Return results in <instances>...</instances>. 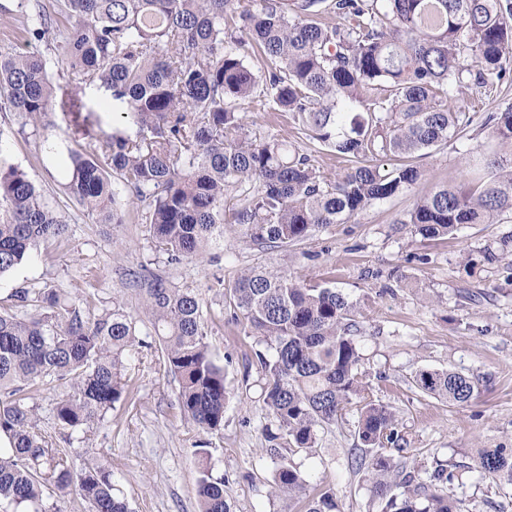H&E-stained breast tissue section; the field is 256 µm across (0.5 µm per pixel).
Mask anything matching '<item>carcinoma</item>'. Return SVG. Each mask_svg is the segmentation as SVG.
<instances>
[{
	"instance_id": "1",
	"label": "carcinoma",
	"mask_w": 512,
	"mask_h": 512,
	"mask_svg": "<svg viewBox=\"0 0 512 512\" xmlns=\"http://www.w3.org/2000/svg\"><path fill=\"white\" fill-rule=\"evenodd\" d=\"M65 0L64 20L17 0L35 17L26 31L56 29L54 59L0 52V112L37 123L54 107L71 116L74 138L88 149L69 151L66 194L98 224H122L114 184L143 207L151 247L169 264L200 261L224 245V233L263 250L299 245L314 233L345 224L423 176L416 156L472 125L492 129L512 148V103L486 114L474 105L448 109V100L477 89L490 94L512 79V0ZM265 59L255 74L244 48ZM68 81L53 82V69ZM109 92L125 129L94 134L82 112L79 85ZM286 112L310 139L351 162L331 178L299 146L250 133L242 104ZM0 139V277L64 223L34 180L8 162ZM394 161L391 171L380 162ZM232 199L231 209L225 202ZM512 213V151L484 153L460 187L441 186L416 202L399 224L425 239L452 236L466 224H497ZM489 265L512 267V233L482 250ZM135 292L153 336L138 337L136 321L119 301L83 317L54 289L15 292V310L0 311V503L22 512H52L43 485L76 488L90 512H130L113 493L112 468L96 459L75 469L70 455L36 428L28 400L43 385H64L53 409L58 424L78 430L104 417L130 394L127 358L158 344L178 383L179 408L205 431L224 426V368L206 342L200 294L173 286L155 272L135 276ZM230 299L266 373L263 403L289 448L315 447L318 429L358 412L362 447L351 449L382 512H461L442 484L459 478V464L438 466L429 481L410 487L384 444L399 446L389 408L365 401L361 333L354 306L331 287L307 286L294 275L256 268L238 276ZM424 394L456 405L480 393L459 372L423 368L413 376ZM199 512H232L224 478L212 474L208 451L196 449ZM472 469L512 486V448H479ZM404 491L392 494L396 480ZM280 491L300 494L306 480L293 465L276 470ZM306 512H338L327 489L306 497Z\"/></svg>"
}]
</instances>
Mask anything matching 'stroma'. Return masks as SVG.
Wrapping results in <instances>:
<instances>
[{"label":"stroma","mask_w":512,"mask_h":512,"mask_svg":"<svg viewBox=\"0 0 512 512\" xmlns=\"http://www.w3.org/2000/svg\"><path fill=\"white\" fill-rule=\"evenodd\" d=\"M12 5L0 0V50L54 57V35L27 34L26 20ZM244 109L256 135L297 141L326 175L345 168L344 160L298 134L287 113L262 111L255 102ZM0 139L66 224L61 237L34 249L25 263L0 278V302L20 288H56L82 303L83 315L101 314L117 300L142 323L146 317L127 272L143 266L202 297L207 341L225 372L221 430L204 432L184 417L177 383L153 348L131 358L124 372L131 393L100 424L76 431L58 426L53 409L62 387H42L32 399L37 428L53 446L78 465L89 457L111 464L114 492L131 512H197L195 450L202 445L214 474L224 478L233 512H305L304 499L274 489L276 470L289 463L299 467L309 491L331 488L340 512H380L370 484L351 466L350 450L358 443L356 411L321 430L312 453L272 451L267 433L277 424L262 401L265 376L257 358L262 345L235 320L228 299L237 276L256 266L281 268L306 284L335 288L355 306L363 327L360 370L368 397L395 413L403 438L396 458L417 480L440 464L468 466L476 449L512 448V270L482 261L483 248L512 231V222L468 225L433 241L403 221L437 186L465 181L469 161L491 141L489 130L473 127L449 140L420 158L425 175L404 192L301 245L263 251L240 238L204 262L174 265L153 253L135 205L126 206L124 223L108 230L65 194L70 176L65 158L75 146L67 114L53 110L33 127L0 112ZM421 368L468 375L478 380L480 393L465 406L425 395L412 383ZM449 492L470 512H495L498 504L512 512V489L497 487L475 471L463 473Z\"/></svg>","instance_id":"stroma-1"}]
</instances>
